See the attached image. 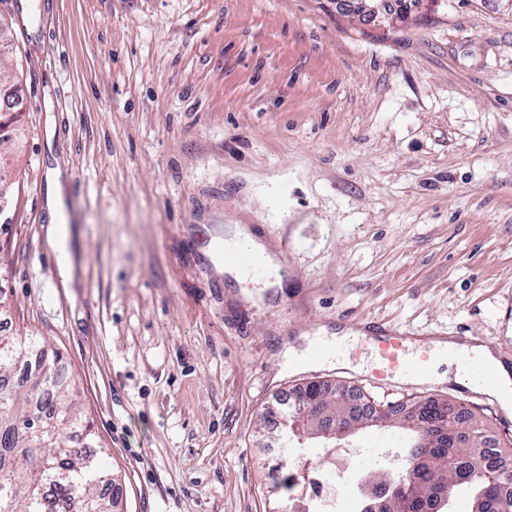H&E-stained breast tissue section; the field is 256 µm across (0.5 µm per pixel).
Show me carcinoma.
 Segmentation results:
<instances>
[{
	"label": "carcinoma",
	"instance_id": "carcinoma-1",
	"mask_svg": "<svg viewBox=\"0 0 512 512\" xmlns=\"http://www.w3.org/2000/svg\"><path fill=\"white\" fill-rule=\"evenodd\" d=\"M59 354L32 334L0 335V512H54L48 493L53 487L72 500L74 512H118L119 501L103 489L115 484L98 454H82L75 440L93 441L90 425L81 419L74 388L64 383L56 364ZM18 366L26 372L19 384L10 382ZM345 387L323 382L312 385L317 406L301 416L300 438L336 441L334 433L323 435L322 421L331 418L349 433L371 417L356 414L340 397ZM438 406L443 420L453 418L467 430L464 446L450 447L440 438L427 444L429 452L418 460L421 480L398 489L386 512H425L434 487L446 488L440 512H458L459 500L466 512H498V503L512 501V481L478 473L470 480L457 478L456 463L476 465L489 451L499 455V442L489 435L490 425L466 406L432 398L419 400L414 412L425 414ZM414 416L396 421L408 432L406 459L417 456L419 436Z\"/></svg>",
	"mask_w": 512,
	"mask_h": 512
}]
</instances>
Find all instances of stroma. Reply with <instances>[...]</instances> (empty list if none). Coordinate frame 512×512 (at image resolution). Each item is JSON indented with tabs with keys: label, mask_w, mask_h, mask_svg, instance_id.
Wrapping results in <instances>:
<instances>
[{
	"label": "stroma",
	"mask_w": 512,
	"mask_h": 512,
	"mask_svg": "<svg viewBox=\"0 0 512 512\" xmlns=\"http://www.w3.org/2000/svg\"><path fill=\"white\" fill-rule=\"evenodd\" d=\"M24 135L0 144L5 334L74 380L121 512H276L264 416L312 382L378 403L449 399L512 440V412L454 384L375 385L358 340L289 371L299 336L374 318L424 342L482 337L512 367V13L425 0L365 23L336 0H0ZM65 172L74 287L45 262ZM247 225L282 285L253 301L207 236ZM349 439L365 474L406 434ZM61 175L62 173L59 168L50 171L53 188L47 197V208L54 220H60L64 217V209L66 206L60 181Z\"/></svg>",
	"instance_id": "1"
}]
</instances>
